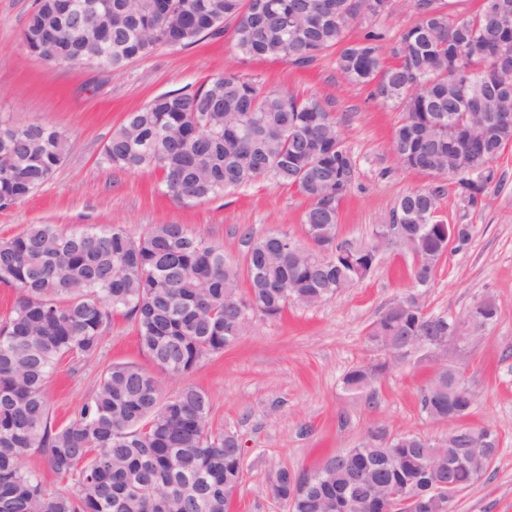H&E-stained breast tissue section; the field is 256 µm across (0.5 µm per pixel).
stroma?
Masks as SVG:
<instances>
[{"mask_svg":"<svg viewBox=\"0 0 512 512\" xmlns=\"http://www.w3.org/2000/svg\"><path fill=\"white\" fill-rule=\"evenodd\" d=\"M36 0H0V124L49 123L67 137L70 150L50 180L24 201L0 210V239L31 224L76 228L123 225L140 236L157 224H181L243 264L249 237L272 231L303 240L308 203L272 179L225 191L192 204L167 197L159 177L102 161V153L125 115L165 93H189L226 72L252 76L266 88L317 98L341 123L357 167V184L339 205L338 239L372 244L379 225L392 221L398 200L423 188H440L437 216L472 227L469 244L448 250L430 285L415 289L412 254L382 247L373 273L321 303L296 306L281 317L255 316L245 334L223 353L208 356L190 374L165 382L166 395L195 386L212 400L213 430L238 436L244 480L231 512H288L272 491L276 470L310 472L355 447L369 431L393 437L416 433L442 441L448 425L429 419L420 392L436 368L427 352L394 362L373 388V397L344 389V373L368 362L366 334L391 301L416 291L433 314L458 315L484 296L499 306L497 320L468 349L464 372L477 403L466 422L498 436L497 452L481 479L459 492L455 512H512V143L494 160L487 204L464 207L452 177L405 170L391 150L401 113L348 83L333 56L301 68L278 59L239 54L233 22L223 34L188 47L161 46L115 71L102 64L49 66L30 55L22 32ZM412 0H392L373 24L351 26L349 41L367 29L392 42L414 23ZM116 362L149 366L131 322L113 317L96 359L66 355L48 380L53 425L68 424Z\"/></svg>","mask_w":512,"mask_h":512,"instance_id":"35a3bbf8","label":"stroma"}]
</instances>
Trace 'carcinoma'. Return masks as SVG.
Masks as SVG:
<instances>
[{"label":"carcinoma","mask_w":512,"mask_h":512,"mask_svg":"<svg viewBox=\"0 0 512 512\" xmlns=\"http://www.w3.org/2000/svg\"><path fill=\"white\" fill-rule=\"evenodd\" d=\"M111 16H63L65 0H37L23 31L29 53L47 65L102 63L117 71L174 41L192 45L223 32L236 20V50L307 66L336 52V69L348 82L371 87V97L400 109L392 150L405 169L451 175L458 195L475 209L485 204L495 179L491 167L512 142V96L493 86L512 73L497 58L512 56V0H486L497 11L458 16L440 0H414L416 22L390 45L396 60L382 62L383 35L369 30L346 40L354 24L385 13L391 0H107ZM321 20L292 33L301 13ZM60 38L43 43L47 30ZM66 136L56 126L0 125V210L27 199L63 162ZM114 168L159 174L164 192L179 202L218 197L266 177L296 190L309 205L302 216L313 256L272 258L288 234L249 239L245 269L181 224H158L140 237L121 224L101 230L58 231L31 224L0 241V284L16 292L10 317L0 325V512H228L226 494L242 484L238 437L209 425L211 399L189 386L164 395L163 377L192 372L208 356L234 345L256 315L279 316L290 305L313 306L367 278L378 254L337 242L338 207L356 183L355 160L339 122L315 98L265 88L228 74L191 93L162 94L126 115L104 147ZM437 189L410 192L398 201L393 223L417 240L421 262L413 281L430 283L448 250L465 247L468 224L437 218ZM247 288H241L242 281ZM412 295L384 309L366 342L403 344L433 336L448 317L430 314ZM484 324L497 320L495 300L472 304ZM130 319L153 369L120 362L104 372L91 397L65 426L51 422L46 384L66 354L84 360L99 352L112 315ZM386 357L350 368L344 388L364 393L388 370ZM422 411L432 420L468 417L471 395L448 398L432 378L421 390ZM473 447L462 425L448 447L417 434L390 446L350 449L340 463L313 472L283 470L276 497L289 512H341L336 491L374 504L394 493L399 512H424L407 500L410 488L433 485L425 457L453 458ZM34 449L67 482L49 489L24 465ZM483 475L459 466L451 475L460 492Z\"/></svg>","instance_id":"cac0c4a2"}]
</instances>
